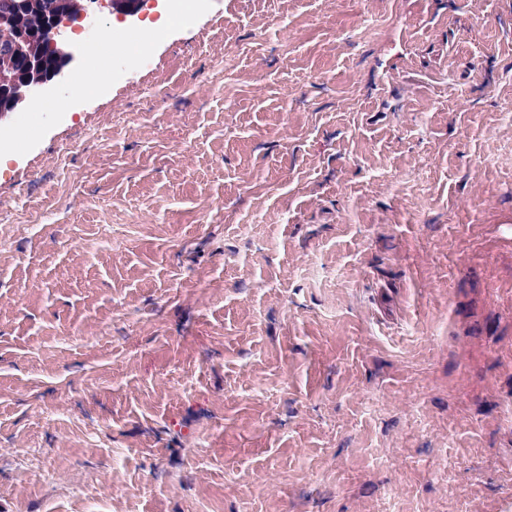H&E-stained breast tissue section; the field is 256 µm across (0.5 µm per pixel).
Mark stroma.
Instances as JSON below:
<instances>
[{"mask_svg":"<svg viewBox=\"0 0 512 512\" xmlns=\"http://www.w3.org/2000/svg\"><path fill=\"white\" fill-rule=\"evenodd\" d=\"M149 53L0 149V512H512V0Z\"/></svg>","mask_w":512,"mask_h":512,"instance_id":"35a3bbf8","label":"stroma"}]
</instances>
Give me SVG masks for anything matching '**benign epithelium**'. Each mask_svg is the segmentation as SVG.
<instances>
[{"label": "benign epithelium", "instance_id": "7a95c632", "mask_svg": "<svg viewBox=\"0 0 512 512\" xmlns=\"http://www.w3.org/2000/svg\"><path fill=\"white\" fill-rule=\"evenodd\" d=\"M108 8L109 13L134 22L139 19L146 0H67L65 9L54 14L46 25L47 33L38 36L39 41H47L49 51L58 56L65 54L64 47L69 44L66 29L74 24L95 27L100 22L96 3ZM32 0H0V30L13 32L12 51L16 59L26 64L21 74L5 65L0 70V98L6 97L0 105V128L10 123L27 102L48 92L52 87H64L67 64L56 63L45 68V58L33 57L29 41L31 35L21 26L22 17Z\"/></svg>", "mask_w": 512, "mask_h": 512}]
</instances>
